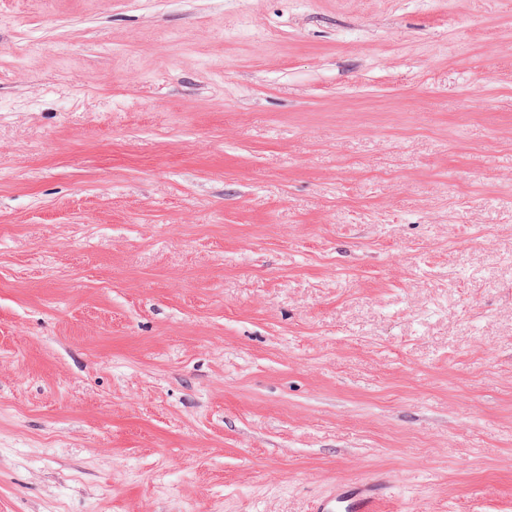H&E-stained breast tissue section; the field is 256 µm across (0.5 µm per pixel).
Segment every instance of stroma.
<instances>
[{
	"label": "stroma",
	"mask_w": 512,
	"mask_h": 512,
	"mask_svg": "<svg viewBox=\"0 0 512 512\" xmlns=\"http://www.w3.org/2000/svg\"><path fill=\"white\" fill-rule=\"evenodd\" d=\"M512 0H0V512H512ZM394 486L382 473L336 479L309 501L306 512H384L394 498Z\"/></svg>",
	"instance_id": "stroma-1"
}]
</instances>
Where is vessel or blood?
Segmentation results:
<instances>
[{
	"label": "vessel or blood",
	"instance_id": "1",
	"mask_svg": "<svg viewBox=\"0 0 512 512\" xmlns=\"http://www.w3.org/2000/svg\"><path fill=\"white\" fill-rule=\"evenodd\" d=\"M394 486L393 479L382 473L339 479L309 501L307 512H386Z\"/></svg>",
	"mask_w": 512,
	"mask_h": 512
}]
</instances>
